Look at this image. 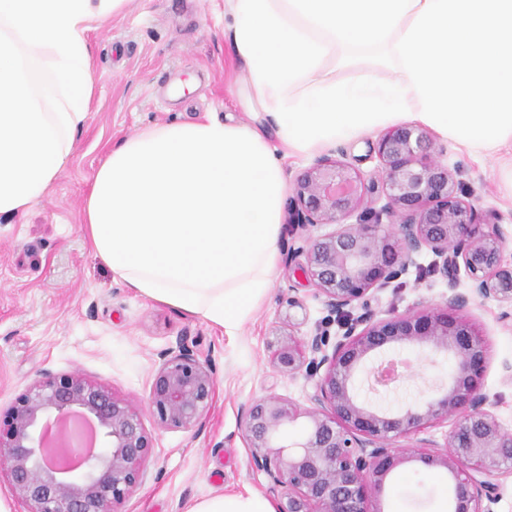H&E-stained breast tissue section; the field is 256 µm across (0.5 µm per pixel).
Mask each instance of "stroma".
Instances as JSON below:
<instances>
[{
	"mask_svg": "<svg viewBox=\"0 0 512 512\" xmlns=\"http://www.w3.org/2000/svg\"><path fill=\"white\" fill-rule=\"evenodd\" d=\"M94 62V98L74 134V151L51 191L21 216L0 219V415L42 374L81 375L144 407L162 350L186 337L211 358L217 377L213 402L192 430L161 428L151 412L143 422L154 440L151 475L118 512H187L216 494H267V475L252 468L241 413L255 398L276 394L308 406L315 379L308 370L283 376L271 364L277 337L302 339L315 329L338 337L342 329L314 286L280 261L267 299L237 335L222 326L143 297L114 280L90 250L81 224L90 184L114 145L146 128L193 122L209 112L250 125L268 124L266 113L245 101L241 65L224 35V0H133L130 7L86 35ZM373 131L329 157L367 178L379 162L368 155L380 138ZM442 162L455 170L465 200L484 221L500 225L505 258L512 262V188L500 177L497 153H467L437 137ZM430 255L381 292L379 315H402L441 302L447 288L429 273ZM297 305H289V298ZM500 307L472 306L470 318L487 345L482 392L512 429V327L498 320ZM416 377L390 392L362 383L366 399L397 410L420 390L447 382L453 361L402 350ZM446 479L422 465L401 470L382 501L384 512H435Z\"/></svg>",
	"mask_w": 512,
	"mask_h": 512,
	"instance_id": "1",
	"label": "stroma"
}]
</instances>
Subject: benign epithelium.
<instances>
[{
	"mask_svg": "<svg viewBox=\"0 0 512 512\" xmlns=\"http://www.w3.org/2000/svg\"><path fill=\"white\" fill-rule=\"evenodd\" d=\"M373 152L379 166L370 181L348 163L322 157L288 197V223L334 226L293 249L290 261L305 257L295 271L346 321L332 345L320 329L270 344L273 366L284 375L308 368L315 391L307 407L276 395L252 401L242 414L243 437L279 497L278 512H384L388 478L411 462L446 474L448 512H493L500 493L491 477L512 476V429L487 408V350L466 312L493 300L503 308L499 320L512 322L503 232L497 224L482 230L426 129L393 126ZM355 214L358 222L348 223ZM424 253L435 256L431 272L448 287L442 302L379 317L372 303ZM406 347L451 356L448 386L398 411L362 400L358 381L367 363L377 357L373 370L392 366L399 358L389 352ZM216 389L209 360L181 338L161 353L148 407L161 427L189 431ZM448 419L443 444L423 439L412 451L395 450L397 439ZM301 421L302 432L286 439V428ZM54 428L64 451L81 456L78 467L64 466L48 446ZM153 448L142 410L130 400L80 375L45 373L16 398L0 430V473L23 512H118L148 479Z\"/></svg>",
	"mask_w": 512,
	"mask_h": 512,
	"instance_id": "obj_1",
	"label": "benign epithelium"
}]
</instances>
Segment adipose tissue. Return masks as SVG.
<instances>
[{
  "instance_id": "obj_1",
  "label": "adipose tissue",
  "mask_w": 512,
  "mask_h": 512,
  "mask_svg": "<svg viewBox=\"0 0 512 512\" xmlns=\"http://www.w3.org/2000/svg\"><path fill=\"white\" fill-rule=\"evenodd\" d=\"M131 2L0 0V216L26 213L67 165L93 96L86 34ZM224 14L246 99L287 153L406 122L512 153V0H224ZM286 194L265 134L209 113L111 147L82 222L113 279L233 336L268 296ZM189 512L274 510L251 493Z\"/></svg>"
}]
</instances>
